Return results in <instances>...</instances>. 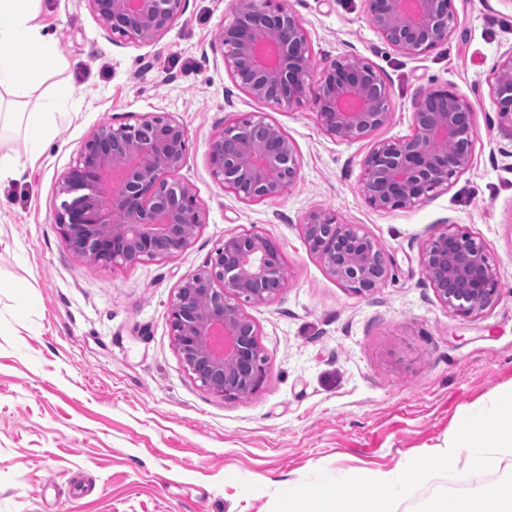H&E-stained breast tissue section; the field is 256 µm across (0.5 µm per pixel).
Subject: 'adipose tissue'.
Masks as SVG:
<instances>
[{
    "label": "adipose tissue",
    "instance_id": "obj_1",
    "mask_svg": "<svg viewBox=\"0 0 512 512\" xmlns=\"http://www.w3.org/2000/svg\"><path fill=\"white\" fill-rule=\"evenodd\" d=\"M41 2L0 0V128L25 124L33 158L57 137V106L70 94L65 87L42 89L64 62L54 37L39 21Z\"/></svg>",
    "mask_w": 512,
    "mask_h": 512
}]
</instances>
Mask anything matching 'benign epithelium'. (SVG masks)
Returning a JSON list of instances; mask_svg holds the SVG:
<instances>
[{
    "label": "benign epithelium",
    "mask_w": 512,
    "mask_h": 512,
    "mask_svg": "<svg viewBox=\"0 0 512 512\" xmlns=\"http://www.w3.org/2000/svg\"><path fill=\"white\" fill-rule=\"evenodd\" d=\"M112 38L156 42L185 12L186 0H85ZM374 30L407 56L448 42L454 31L452 0H366ZM214 49L234 84L279 105L307 100L330 138L351 144L391 119L390 89L371 64L347 55L314 73L308 34L285 0H246ZM496 111L512 123V52L490 78ZM412 135L377 144L363 162L359 191L376 210L412 205L466 171L476 136L467 97L452 88L431 89L417 101ZM447 141V151L437 148ZM188 135L167 115H146L132 125H99L80 146L76 165L58 185L64 197L56 224L77 255L93 263L135 264L184 248L203 224L190 186L176 178ZM211 173L245 202L283 195L300 173L294 145L260 115L241 118L209 140ZM310 250L357 294L387 278L390 256L374 240L321 210L303 224ZM420 268L438 299L470 316L492 306L500 288L484 246L460 232L432 237ZM279 245L257 232L230 234L204 268L187 275L169 311L176 346L202 386L226 400L253 395L265 374L254 322L238 300L261 304L284 284Z\"/></svg>",
    "instance_id": "1"
}]
</instances>
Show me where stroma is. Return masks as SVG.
<instances>
[{
	"mask_svg": "<svg viewBox=\"0 0 512 512\" xmlns=\"http://www.w3.org/2000/svg\"><path fill=\"white\" fill-rule=\"evenodd\" d=\"M235 3L187 0L166 34L141 44L106 37L86 0H42L72 95L59 136L0 183V512H273L280 481L429 455L459 414L512 387V124L498 120L488 84L512 50V0H453L448 43L420 56L380 38L365 0H288L315 68L354 54L390 86L389 124L350 145L321 132L312 103L278 106L235 86L213 48ZM447 86L472 106L470 167L414 205L369 207L365 157L410 135L417 100ZM149 113L185 127L178 177L204 222L173 254L93 264L60 234L58 183L100 124ZM251 114L282 129L300 165L283 196L257 202L225 191L207 157L213 135ZM314 210L391 255L377 290L354 294L310 251L302 223ZM446 230L482 242L496 269L500 296L479 314L446 307L421 273L427 240ZM247 232L280 245L288 275L266 303L241 304L266 378L227 401L186 369L169 309L225 235Z\"/></svg>",
	"mask_w": 512,
	"mask_h": 512,
	"instance_id": "1",
	"label": "stroma"
}]
</instances>
